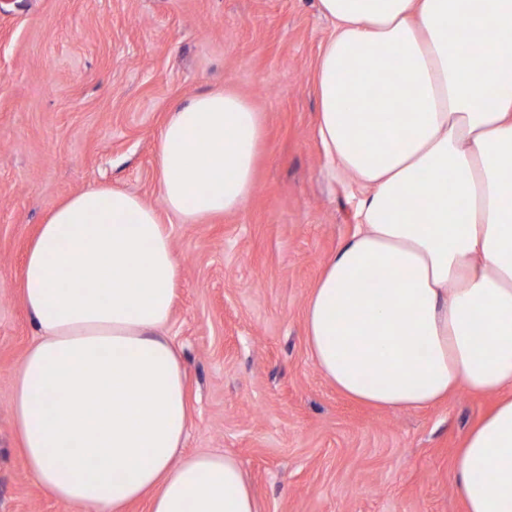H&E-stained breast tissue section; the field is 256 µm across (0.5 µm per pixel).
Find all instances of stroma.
<instances>
[{
	"label": "stroma",
	"mask_w": 512,
	"mask_h": 512,
	"mask_svg": "<svg viewBox=\"0 0 512 512\" xmlns=\"http://www.w3.org/2000/svg\"><path fill=\"white\" fill-rule=\"evenodd\" d=\"M333 30L317 0H0V512H89L38 484L13 426L12 380L35 337L20 290L30 242L92 184L160 205L172 107L224 87L264 113L266 147L243 209L165 220L181 266L165 333L196 409L187 452L234 456L258 512H465L454 455L494 397L373 409L339 394L306 344L311 290L357 222L359 188L316 130Z\"/></svg>",
	"instance_id": "obj_1"
}]
</instances>
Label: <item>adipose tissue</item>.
<instances>
[{
	"label": "adipose tissue",
	"mask_w": 512,
	"mask_h": 512,
	"mask_svg": "<svg viewBox=\"0 0 512 512\" xmlns=\"http://www.w3.org/2000/svg\"><path fill=\"white\" fill-rule=\"evenodd\" d=\"M335 23L315 70L317 134L361 189L353 233L304 310L315 367L343 395L422 410L465 389L494 408L455 453L466 512H512V0H318ZM265 119L224 89L174 107L158 143L163 209L93 185L31 243L38 330L13 379L25 464L92 512H256L232 456L184 455L186 370L164 328L180 264L160 213L240 211ZM383 277L369 287L367 274Z\"/></svg>",
	"instance_id": "ef3b65f1"
}]
</instances>
